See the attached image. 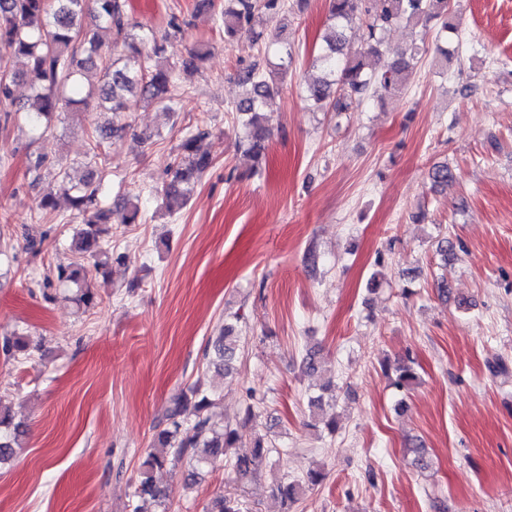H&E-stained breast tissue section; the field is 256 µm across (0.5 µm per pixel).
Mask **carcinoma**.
Instances as JSON below:
<instances>
[{
	"mask_svg": "<svg viewBox=\"0 0 512 512\" xmlns=\"http://www.w3.org/2000/svg\"><path fill=\"white\" fill-rule=\"evenodd\" d=\"M283 8L280 0H224L222 23L228 42L246 33L257 44L265 46L278 59L269 74L253 63L240 71L246 94L235 107L246 129L244 143L256 159L265 156L268 132L261 125L262 112L268 100L280 91L275 76L288 70L293 56L292 46L265 38V15H276ZM328 21L331 32L319 48L316 62L322 76L308 83L306 97L324 112L341 114L350 111L368 96L395 92L413 73L421 47L413 43L391 48L386 40L388 30L407 24L429 29L439 24L435 38L448 41V34L457 32L455 10L451 0H328ZM104 23L115 32L110 48L101 50L94 27ZM360 26L364 30L363 44L355 52L349 49L348 32ZM138 25L131 22L128 0H0V100L12 96V86L18 81L29 84L32 102L25 111L24 121L40 136L52 130L59 112H78L92 100L99 99L107 112L120 114L131 111L142 101L156 102L176 111V92L183 75L198 72L209 55V49L198 47L177 63H169L164 48L153 41L152 52L143 54L141 45L148 36L135 33ZM389 56L386 68L378 71L369 62L371 57ZM23 58L27 69L13 70L11 61ZM121 129L110 124L97 127L89 135L92 160L85 163L82 176L75 180L67 171L58 173L55 184L41 193L39 207L48 213L56 208L57 198L65 197L71 208L83 217L85 229L77 233L73 247L78 260L58 271V279L76 285L85 283L88 269L85 257H94L95 268L107 264L103 236L107 225L134 224L139 208L126 202L103 206V172L108 157L99 152L106 139L119 136ZM209 136L205 129H196L178 146V154L163 186V203L173 211L186 204L193 180L202 176L212 164L202 142ZM432 189L444 190L456 180V173L441 163L429 171ZM0 350L13 358L32 356L28 343L21 335L6 336ZM240 351L236 325L226 320L219 335L210 338L206 354L209 365L218 373H229ZM417 372L412 361L401 360L395 367L392 386L402 391L416 383ZM213 394L198 387L181 390L169 399L163 419L158 425L142 462V478L134 496L166 501L154 473L170 464L186 462V484H193L199 470L224 460L226 450L239 442L237 429L229 424L214 422L209 414ZM23 424L15 423L10 414L0 412V463L15 452L17 437ZM275 445L268 435L257 433L252 440V452L237 458L232 467L240 480L251 478ZM322 474L311 470L298 480L283 478L273 486V493L286 504H295L307 488L318 485ZM209 512H243L235 496L217 497Z\"/></svg>",
	"mask_w": 512,
	"mask_h": 512,
	"instance_id": "obj_1",
	"label": "carcinoma"
}]
</instances>
